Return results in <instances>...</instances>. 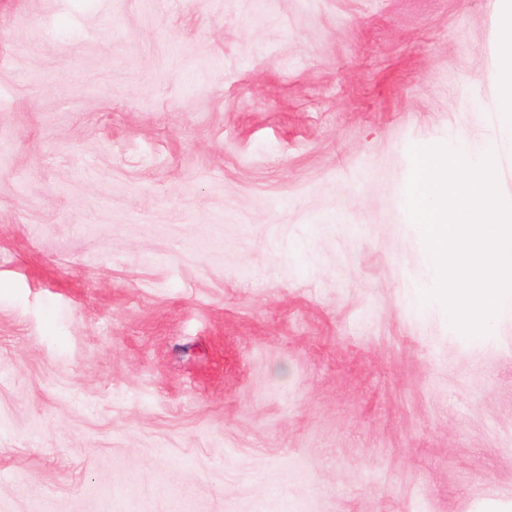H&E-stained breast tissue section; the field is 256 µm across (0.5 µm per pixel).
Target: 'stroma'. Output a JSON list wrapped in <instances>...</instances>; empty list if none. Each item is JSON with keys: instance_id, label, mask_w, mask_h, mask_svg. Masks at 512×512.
Here are the masks:
<instances>
[{"instance_id": "obj_1", "label": "stroma", "mask_w": 512, "mask_h": 512, "mask_svg": "<svg viewBox=\"0 0 512 512\" xmlns=\"http://www.w3.org/2000/svg\"><path fill=\"white\" fill-rule=\"evenodd\" d=\"M492 9L0 0V512H512V322L403 209Z\"/></svg>"}]
</instances>
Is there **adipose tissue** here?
<instances>
[{
  "label": "adipose tissue",
  "instance_id": "adipose-tissue-1",
  "mask_svg": "<svg viewBox=\"0 0 512 512\" xmlns=\"http://www.w3.org/2000/svg\"><path fill=\"white\" fill-rule=\"evenodd\" d=\"M493 23L502 59L495 78L499 140H512V0H494Z\"/></svg>",
  "mask_w": 512,
  "mask_h": 512
}]
</instances>
